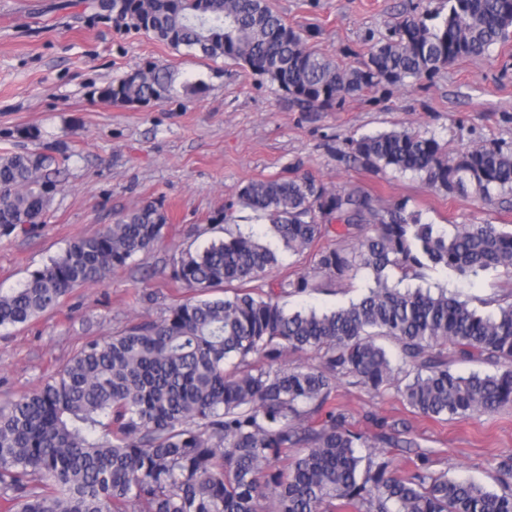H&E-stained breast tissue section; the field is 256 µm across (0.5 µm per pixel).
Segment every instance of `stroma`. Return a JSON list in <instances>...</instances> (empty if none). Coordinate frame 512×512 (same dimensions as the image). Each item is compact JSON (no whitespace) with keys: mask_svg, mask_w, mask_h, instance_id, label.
I'll use <instances>...</instances> for the list:
<instances>
[{"mask_svg":"<svg viewBox=\"0 0 512 512\" xmlns=\"http://www.w3.org/2000/svg\"><path fill=\"white\" fill-rule=\"evenodd\" d=\"M268 3L308 35L309 46L344 68L360 66L405 16L448 13V0ZM151 65L172 73L176 89L169 98L136 107L98 97V88ZM394 128L433 135L452 157L485 144L512 150V38L482 58L314 111L238 64L175 51L117 24L93 0L0 6V150L43 153L61 144L70 155L45 223L0 235V290L19 287L70 242L96 234L142 201L162 202L169 215L151 252L104 282L75 288L31 323L0 328V405L39 385L87 341L164 315L184 296L168 279L181 250L203 247L227 222L264 235L265 220L239 200L249 181L298 171L330 189H362L382 208L405 205L451 234L486 222L512 229V194L450 195L409 172L353 164L350 140ZM23 129L36 130V137H20ZM371 282L364 270L336 285L282 295L280 303L290 312L330 311L357 300ZM424 283L482 312L492 301L512 300V277L492 270L470 286L436 268L426 271ZM336 405L364 435L387 422L409 428L421 448L432 449L426 460L411 452L395 456L402 473L424 467L493 490L495 463L512 455V407L467 421L435 420L412 410L396 388L377 393L347 379L337 385Z\"/></svg>","mask_w":512,"mask_h":512,"instance_id":"stroma-1","label":"stroma"}]
</instances>
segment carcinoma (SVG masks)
I'll return each instance as SVG.
<instances>
[{"instance_id":"carcinoma-1","label":"carcinoma","mask_w":512,"mask_h":512,"mask_svg":"<svg viewBox=\"0 0 512 512\" xmlns=\"http://www.w3.org/2000/svg\"><path fill=\"white\" fill-rule=\"evenodd\" d=\"M98 7L178 49L250 69L310 110L333 107L380 83L429 76L479 58L512 35V0H448L438 25L406 18L358 68L341 69L266 0H98ZM173 91L167 69L135 71L99 98L147 106ZM354 161L411 172L449 194L512 192V150L489 144L455 158L433 136L396 129L350 144ZM56 180L44 159L0 152V227L46 223ZM244 205L292 254L340 224L311 271L282 278L266 296L247 284L277 251L224 225V236L173 260L170 280L193 293L164 317L86 342L49 380L0 405V512H512V456L495 463L499 489L390 460L359 448H417L402 432L370 439L336 407L344 378L378 391L406 373L399 392L417 413L467 420L512 406V301L483 315L445 291L409 281L440 267L470 284L488 269L512 274V230L466 224L453 235L403 205L384 210L359 189L332 191L309 175L249 182ZM169 217L146 200L99 232L70 242L23 284L0 291V327L55 310L79 286L100 282L161 239ZM373 284L329 312H288L275 292L304 293L360 270ZM400 273L389 282V271ZM231 288L223 298H206ZM393 339L394 363L376 337ZM318 364L285 367L286 352ZM460 361L505 370L461 375ZM294 450L288 467L280 461ZM366 465H361L362 461Z\"/></svg>"}]
</instances>
